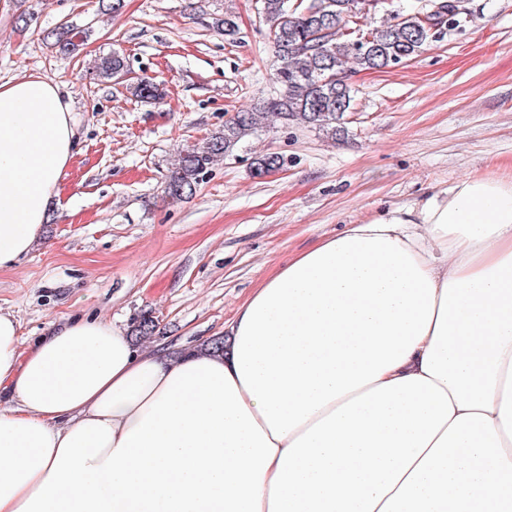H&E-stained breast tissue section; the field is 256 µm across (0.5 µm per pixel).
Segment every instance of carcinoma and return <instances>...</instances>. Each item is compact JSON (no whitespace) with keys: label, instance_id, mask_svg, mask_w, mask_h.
Returning <instances> with one entry per match:
<instances>
[{"label":"carcinoma","instance_id":"carcinoma-1","mask_svg":"<svg viewBox=\"0 0 512 512\" xmlns=\"http://www.w3.org/2000/svg\"><path fill=\"white\" fill-rule=\"evenodd\" d=\"M372 0H258V13L269 25L278 66L277 96L251 109L240 110L224 121L222 129L204 142L184 150L178 158L166 190L174 202L192 197L210 165L219 157L236 154L249 137L271 122L300 124L318 129L331 138L342 131L341 121L354 106V89L349 76L355 71L383 70L418 56L446 31L467 21L469 10L430 14L399 11L389 20L363 32L357 28ZM224 35L238 31L236 16L224 12L214 21ZM79 32L60 25L46 33V39L63 52L77 50ZM97 69L106 79H117L129 71L126 60L114 52L100 59ZM131 94L142 100H156L159 88L147 79L130 85ZM254 174L266 176L284 166L283 156L266 153L252 161ZM157 324L143 315L135 320L131 335L150 336Z\"/></svg>","mask_w":512,"mask_h":512}]
</instances>
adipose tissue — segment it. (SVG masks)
Segmentation results:
<instances>
[{
  "label": "adipose tissue",
  "instance_id": "adipose-tissue-1",
  "mask_svg": "<svg viewBox=\"0 0 512 512\" xmlns=\"http://www.w3.org/2000/svg\"><path fill=\"white\" fill-rule=\"evenodd\" d=\"M70 106L0 83V269L36 245ZM0 512H512V179L466 177L289 258L228 350L0 311Z\"/></svg>",
  "mask_w": 512,
  "mask_h": 512
}]
</instances>
